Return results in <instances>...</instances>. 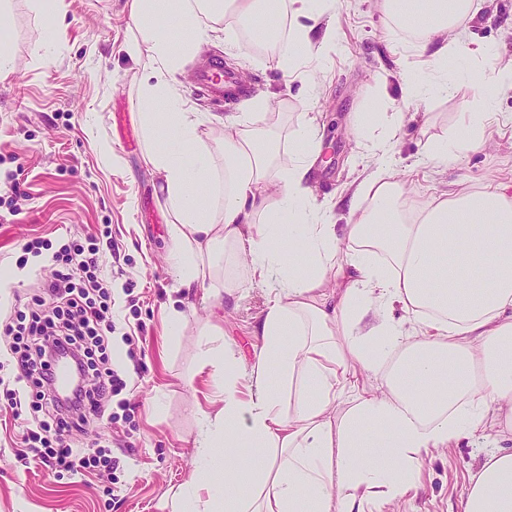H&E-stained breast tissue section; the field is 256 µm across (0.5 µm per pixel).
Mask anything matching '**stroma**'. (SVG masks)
I'll return each instance as SVG.
<instances>
[{"label":"stroma","instance_id":"35a3bbf8","mask_svg":"<svg viewBox=\"0 0 512 512\" xmlns=\"http://www.w3.org/2000/svg\"><path fill=\"white\" fill-rule=\"evenodd\" d=\"M131 0H64L59 12H33L28 0H10L0 18V39L13 51L14 70L0 78V322L15 305L30 300L52 268L44 258L20 265L23 246L34 238L59 245L112 228V244L101 249L102 273L112 285L115 309L143 356L132 375L126 419L111 425L94 419L72 433L77 448L109 443L125 461L118 485L106 474H56L39 460L17 459L21 427L0 409V512H170L180 486L197 479L193 448L202 411L214 407V387L198 372L200 335L220 325L224 339L252 359L254 329L264 309L260 287L237 299L196 289L194 314L180 336L169 335L163 311L173 269L164 202L144 165L138 121L141 70L124 44L134 28ZM336 29L342 48L317 63L315 83L280 70L271 56L253 58L249 93L268 91L287 101L288 124L319 115L323 159L312 171L318 200L334 202L344 223L354 188L369 161L357 147L353 118L381 103L386 112H406L398 132L395 167L411 198L422 199L447 184L461 189L512 177V90L493 99L502 132L491 146L450 161L434 162L430 140L452 126L480 87L456 64L435 82L451 80V95L406 98L402 75L413 57L409 26L386 21L379 0H337ZM465 45H485L497 55L483 73L512 60V0H487L474 20L461 21ZM223 46L203 44L181 76L199 111L226 113L224 102L197 87L198 62L224 57ZM109 143L113 159L99 146ZM133 295H125L126 281ZM121 428L114 436L113 428ZM488 443L474 437L423 463L414 499L396 501L392 512H461L469 473L485 459Z\"/></svg>","mask_w":512,"mask_h":512}]
</instances>
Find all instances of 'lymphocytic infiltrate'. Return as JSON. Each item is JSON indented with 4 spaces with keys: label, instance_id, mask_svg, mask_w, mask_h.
<instances>
[{
    "label": "lymphocytic infiltrate",
    "instance_id": "1",
    "mask_svg": "<svg viewBox=\"0 0 512 512\" xmlns=\"http://www.w3.org/2000/svg\"><path fill=\"white\" fill-rule=\"evenodd\" d=\"M24 251L35 257L49 254L54 269L31 304L0 327L14 369L12 382L0 384V397L22 427L18 458L38 457L59 473L102 469L115 474L123 464L109 446L96 443L78 450L65 437L66 431L87 425L102 405L127 407L122 398L127 371L112 358L117 318L112 288L100 276L99 242L93 236L72 239L55 250L35 239ZM60 352L75 359L82 379L66 401L52 376Z\"/></svg>",
    "mask_w": 512,
    "mask_h": 512
}]
</instances>
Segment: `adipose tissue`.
<instances>
[{
  "mask_svg": "<svg viewBox=\"0 0 512 512\" xmlns=\"http://www.w3.org/2000/svg\"><path fill=\"white\" fill-rule=\"evenodd\" d=\"M389 19L416 21L422 62L403 75L415 98L452 55L484 91L429 144L448 160L486 147L491 102L512 89V61L483 79L491 50L464 48L460 20L474 0H381ZM290 19L274 53L288 74L337 45L335 0H133L125 43L142 68L144 160L169 214L178 330L193 289L235 296L260 285L265 310L251 363L210 325L199 359L220 398L194 441L202 478L171 512H383L417 491L421 465L466 437L493 449L471 472L462 512H512V181L407 198L392 163L401 112L358 113L372 169L345 223L314 204L309 173L322 142L315 120L280 140L283 102L197 111L178 77L201 44L262 37L277 9ZM234 16L235 25L225 24Z\"/></svg>",
  "mask_w": 512,
  "mask_h": 512,
  "instance_id": "1",
  "label": "adipose tissue"
}]
</instances>
